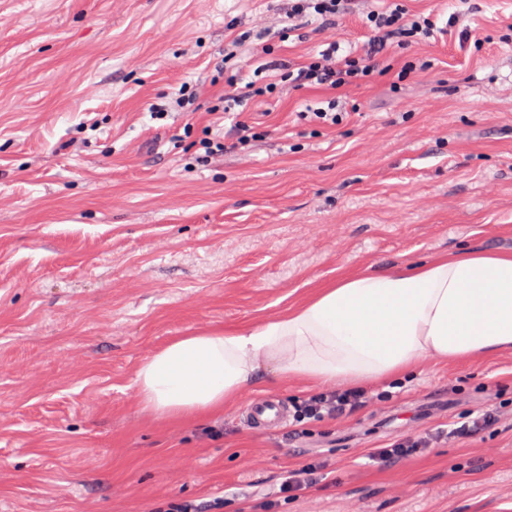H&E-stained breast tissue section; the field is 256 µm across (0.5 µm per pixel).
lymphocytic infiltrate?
<instances>
[{
	"mask_svg": "<svg viewBox=\"0 0 512 512\" xmlns=\"http://www.w3.org/2000/svg\"><path fill=\"white\" fill-rule=\"evenodd\" d=\"M289 22L312 16L320 19L323 30L332 35L342 32V22L350 10L352 0H282ZM369 39L364 53L338 56L336 46H329L317 54L306 56L297 63L272 59L263 64V71L287 69L289 78L301 89H320L326 96L320 107L307 110L305 120L326 127L339 125L343 120L337 99L352 89L370 82L374 77L388 74L386 60L392 51L404 46L428 41L435 23L421 14L407 13L400 0H390L384 7L371 6L365 17ZM361 391L339 390L321 392L298 402L296 422H316L328 417H341L366 403Z\"/></svg>",
	"mask_w": 512,
	"mask_h": 512,
	"instance_id": "f902f5d3",
	"label": "lymphocytic infiltrate"
}]
</instances>
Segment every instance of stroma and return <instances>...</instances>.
Here are the masks:
<instances>
[{
  "instance_id": "1",
  "label": "stroma",
  "mask_w": 512,
  "mask_h": 512,
  "mask_svg": "<svg viewBox=\"0 0 512 512\" xmlns=\"http://www.w3.org/2000/svg\"><path fill=\"white\" fill-rule=\"evenodd\" d=\"M433 16L326 128L317 91H275L257 137L215 161L217 94L246 86L254 40L319 51L278 0H0V512H153L179 498L244 512L282 471L320 457L330 482L281 512H512V415L496 430L370 466L369 449L512 403V350L427 359L368 387L339 419L257 432L255 398L294 406L302 381L246 389L208 420L138 403L140 363L171 339L256 325L340 278L465 252L512 254V0H403ZM457 16L449 24V16ZM191 112L154 118L184 83Z\"/></svg>"
}]
</instances>
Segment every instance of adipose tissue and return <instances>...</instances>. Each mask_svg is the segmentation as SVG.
<instances>
[{
  "label": "adipose tissue",
  "instance_id": "adipose-tissue-1",
  "mask_svg": "<svg viewBox=\"0 0 512 512\" xmlns=\"http://www.w3.org/2000/svg\"><path fill=\"white\" fill-rule=\"evenodd\" d=\"M512 348V255L465 253L361 274L319 289L263 323L178 336L139 365L144 410L202 419L261 380L360 388L423 359Z\"/></svg>",
  "mask_w": 512,
  "mask_h": 512
}]
</instances>
